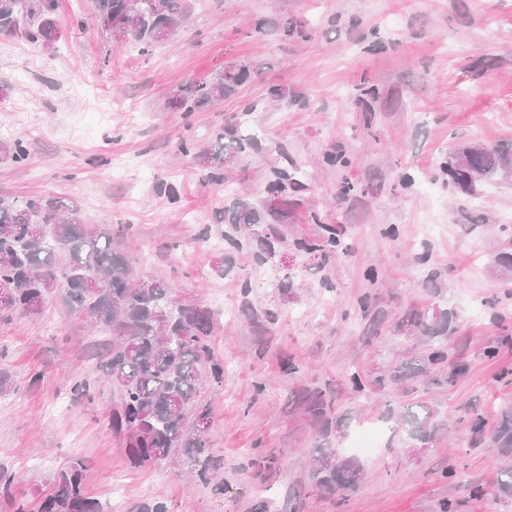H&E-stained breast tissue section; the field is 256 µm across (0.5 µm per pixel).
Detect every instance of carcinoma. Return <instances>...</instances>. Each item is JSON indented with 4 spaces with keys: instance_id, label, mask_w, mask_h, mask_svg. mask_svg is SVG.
I'll list each match as a JSON object with an SVG mask.
<instances>
[{
    "instance_id": "obj_1",
    "label": "carcinoma",
    "mask_w": 512,
    "mask_h": 512,
    "mask_svg": "<svg viewBox=\"0 0 512 512\" xmlns=\"http://www.w3.org/2000/svg\"><path fill=\"white\" fill-rule=\"evenodd\" d=\"M96 12L112 20L116 36L137 43L142 51L162 43L179 27L187 12V0H164L158 15L135 8V0H93ZM59 22L57 0H0V31L24 28L32 39H40L47 27ZM246 66L229 67L208 82H190L180 89V105L192 112L210 106L235 92L248 77ZM236 134L228 127L216 134L211 147L196 154L199 166L215 182L224 181V136ZM0 158L22 163L28 158L23 142L0 143ZM512 170V148L467 146L448 156L443 171L448 183L463 193L473 194L477 180ZM297 183L286 170L275 171L271 188L288 204V191ZM230 224H259L263 216L239 199L224 210ZM307 252H348L340 233L331 232L318 240L301 243ZM142 287L135 278L127 252L114 246L112 234L84 221L80 206L55 197H31L6 202L0 199V293L11 297L10 312L34 317L46 301L60 292L70 309L97 329L112 332V341L101 354L97 371L114 392L107 427L120 438L127 462L134 468L158 462L156 449L170 457L178 452L205 467L196 476L211 481L221 463L209 455L211 411L198 401L204 373L214 377L224 372L215 358L209 339L214 333L213 314L194 304L175 300L168 283L151 281ZM451 311L433 315L420 310L408 312L396 324L397 331L419 338L425 355L417 363H404L387 375L372 380L360 371L351 372L347 385L356 394L385 389L449 362L444 340L457 327ZM294 403L319 426L322 442L313 448V465L308 484L315 491L334 495L357 489L364 469L355 457L325 447L331 436L344 435L349 418L338 414L334 397L322 388L304 386ZM421 416L404 412L407 438L430 439L433 411L423 407ZM490 427L492 447L501 457H512V404L495 415L493 422L477 415L470 428L481 445L485 427ZM85 464L76 459L56 473L51 492L40 504V512H103L100 502L85 491ZM500 500L512 503V468L501 471L496 483Z\"/></svg>"
}]
</instances>
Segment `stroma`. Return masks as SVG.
<instances>
[{
	"label": "stroma",
	"mask_w": 512,
	"mask_h": 512,
	"mask_svg": "<svg viewBox=\"0 0 512 512\" xmlns=\"http://www.w3.org/2000/svg\"><path fill=\"white\" fill-rule=\"evenodd\" d=\"M188 4L178 30L146 53L115 42L92 0H59L53 50L0 34V141L29 151L23 163L0 162V198L77 201L86 223L121 232L136 278L165 280L178 302L213 312L224 373L207 378L200 401L212 411L224 490L196 480L199 461L128 465L96 370L109 336L54 296L40 316L0 314V371L12 383L0 395V466L15 499L38 512L54 474L78 457L105 512L153 501L168 512H257L261 500L266 512H441L450 499L458 512H512L492 494L504 462L472 447L468 422L512 403L500 377L512 345L484 355L512 336V268L498 262L512 252L502 222L512 176L478 182L469 196L440 170L459 148L512 146V0ZM232 65L250 70L235 93L197 112L173 105L183 85ZM236 123L256 144L225 163L217 186L195 153ZM282 168L301 186L278 222L267 213L280 205L270 183ZM235 198L264 221L227 223ZM328 227L348 255L299 250ZM367 294L384 314L374 329L360 307ZM410 309L454 310L448 345L463 373L351 394L346 372L371 378L423 353L390 330ZM84 381L90 394L77 396ZM304 384L329 386L355 422L422 403L438 427L415 449L385 439L362 455L357 491L322 494L304 486L318 430L290 405Z\"/></svg>",
	"instance_id": "1"
}]
</instances>
